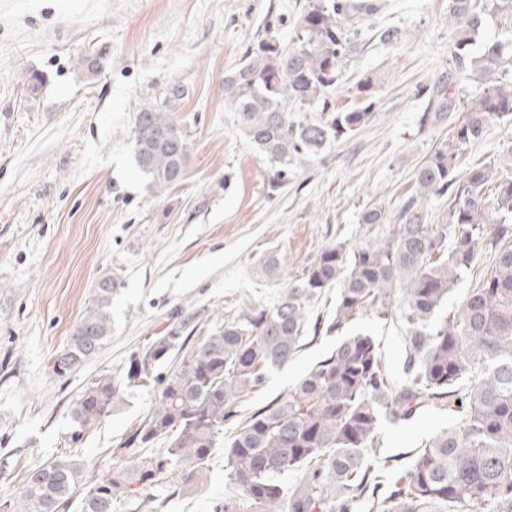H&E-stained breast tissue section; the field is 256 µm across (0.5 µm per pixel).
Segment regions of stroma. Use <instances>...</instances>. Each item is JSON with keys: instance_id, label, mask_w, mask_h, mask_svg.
<instances>
[{"instance_id": "35a3bbf8", "label": "stroma", "mask_w": 512, "mask_h": 512, "mask_svg": "<svg viewBox=\"0 0 512 512\" xmlns=\"http://www.w3.org/2000/svg\"><path fill=\"white\" fill-rule=\"evenodd\" d=\"M308 0H0V512L16 503L29 473L56 457L83 463L91 484L128 460L123 444L144 422L159 379L154 368L97 429L72 442L70 409L100 376L118 374L171 324L186 320L188 345L248 308L272 307L324 247L380 237L363 213L382 208L395 222L415 195L417 167L435 151L458 155L459 171L494 166L512 176V127L490 124L465 147L454 140L475 86L460 85L456 107L422 123L432 85L452 68L456 28L448 0H378L355 20L353 51L340 64L332 109L362 105L374 80L377 107L357 133L305 158L270 191L276 165L241 135L224 105V76L246 45L278 32L293 41ZM392 27L400 39L383 42ZM99 52L97 75L78 61ZM44 83L30 93L23 76ZM174 85L184 94L170 116L189 145L185 178L162 190L135 165V119ZM277 258L274 273L265 262ZM112 278V333L80 369L60 376L56 354L84 314L96 283ZM336 306L327 290L309 306L322 324L307 332L284 367L236 403L238 418L287 394L343 339L378 343L389 378L402 379L408 325L400 306L367 309L329 330ZM445 411L384 424L380 456L407 464L413 450L451 423ZM224 450L216 448L197 489L155 488L154 503L119 512H211L232 494Z\"/></svg>"}]
</instances>
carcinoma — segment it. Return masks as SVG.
<instances>
[{"instance_id":"carcinoma-1","label":"carcinoma","mask_w":512,"mask_h":512,"mask_svg":"<svg viewBox=\"0 0 512 512\" xmlns=\"http://www.w3.org/2000/svg\"><path fill=\"white\" fill-rule=\"evenodd\" d=\"M377 11L374 0H309L296 26V44L268 36L246 47L241 62L224 76V101L237 114L245 139L279 165L273 191L288 181V168L319 155L328 144L365 127L375 106L373 79L358 85L364 106L313 121L297 112H325L350 52L348 21ZM459 29L454 69L430 86L434 124L453 109L451 86L474 81L482 92L472 99L455 141L479 140L492 122L512 124V40L483 45L471 54L472 34L483 24L480 0H449ZM183 91L173 87L161 102L137 113L135 161L154 185L182 181L188 144L169 118L170 103ZM457 153L439 150L415 172L417 198L401 210L400 223L386 235L349 250L327 246L288 285L277 304L225 321L181 357L161 382L154 405L124 448L164 453L138 457L86 486L81 465L55 459L26 480L11 512H117L121 501L161 485L171 472L183 488H195L217 447L224 444V473L237 495L216 499L212 512H512V178L496 181L491 166H474L456 183ZM453 191L449 225L425 224L408 215L411 206ZM453 247H448V235ZM489 263L477 272L474 288L452 315L438 320L462 278L481 255ZM337 288L328 330L340 329L354 313L397 300L409 324L406 378L390 379L374 338L358 333L344 339L299 383L272 405L245 418L229 435L224 423L236 416L235 401L260 386L269 369L280 368L301 347L311 301ZM116 283L94 289L91 305L53 370L65 376L91 358L112 333V292ZM180 321L129 361L120 375L87 385L71 410L70 438L78 442L112 416L127 389L166 362L182 339ZM424 407L454 414V425L436 432L413 461L381 479L370 463L382 421L411 419ZM299 472L285 488L275 476Z\"/></svg>"}]
</instances>
